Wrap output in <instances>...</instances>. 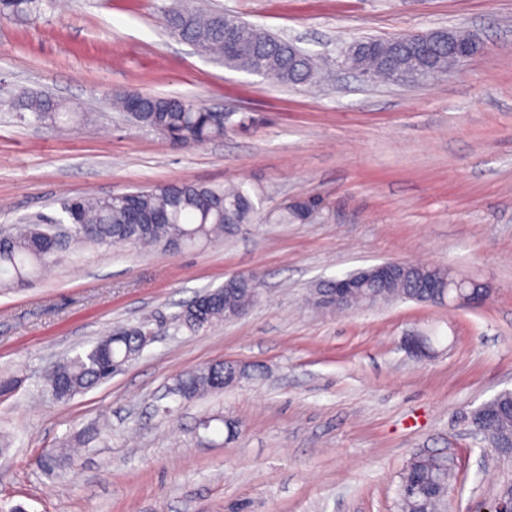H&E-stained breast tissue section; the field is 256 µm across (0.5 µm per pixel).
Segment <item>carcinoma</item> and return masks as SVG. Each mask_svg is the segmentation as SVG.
Wrapping results in <instances>:
<instances>
[{
  "mask_svg": "<svg viewBox=\"0 0 512 512\" xmlns=\"http://www.w3.org/2000/svg\"><path fill=\"white\" fill-rule=\"evenodd\" d=\"M35 0H4L0 11L17 15L33 9ZM163 19L175 36L201 48L208 57H218L224 66L252 72L260 70L286 85L317 82L319 63L298 50L292 42L268 30L216 10L204 9L188 0L183 6L166 10ZM448 58V43L429 41L414 46V36L392 40L367 38L347 47L343 61L347 67L365 71L372 81L395 82L399 74L417 68L438 75L437 66ZM138 109L123 95L112 98L114 108L127 114L138 126L172 137L181 147L191 148L222 138L245 127V119L235 113L216 112L200 101L180 96L147 92L137 98ZM12 107L37 124L70 123L88 120L86 112H72L65 103L50 96L19 92ZM263 192L250 191L242 183L213 188L190 183H161L114 196L71 199L64 204L66 221L77 231L61 245L55 224H21L0 238V285L21 286L42 267L59 263L72 245L92 243L107 246L134 245L181 249L199 242H212L232 233L236 225L256 213L254 199ZM362 287L353 289V307L372 308L397 300L438 305L448 299L449 285L457 280L445 266L410 263L404 275L387 283L367 280V271L345 274ZM222 301L200 312L195 301L183 305L176 316L178 326L198 332L224 316L244 312L260 299V283L254 275H237L222 285ZM146 331L131 329L128 335L110 332L87 351L52 367L45 377L49 388L62 387V402L96 387L112 377V366L126 365L144 348ZM253 369L247 365L216 362L185 370L177 375L169 394L182 399L189 394L200 397L224 390L249 379ZM487 437L496 445L512 437V411L486 425ZM457 464L438 450L414 453L400 477L399 512H444L448 486Z\"/></svg>",
  "mask_w": 512,
  "mask_h": 512,
  "instance_id": "carcinoma-1",
  "label": "carcinoma"
}]
</instances>
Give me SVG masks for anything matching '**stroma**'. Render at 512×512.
Returning a JSON list of instances; mask_svg holds the SVG:
<instances>
[{
	"mask_svg": "<svg viewBox=\"0 0 512 512\" xmlns=\"http://www.w3.org/2000/svg\"><path fill=\"white\" fill-rule=\"evenodd\" d=\"M316 57L307 92L199 56L163 21L176 0H39L0 16V230L62 217L75 197L156 183L263 189L249 222L219 242L172 251L87 245L0 288V512H399L400 473L421 448L458 460L448 512H490L512 458L481 442L473 410L512 390V0H207ZM446 28L480 53L422 83H375L335 66L341 48ZM90 107L74 126L34 124L17 88ZM193 97L257 116L191 149L130 123L118 89ZM308 202L300 219L287 206ZM385 260L447 266L487 283L477 307L398 301L331 314L326 280ZM258 273L241 319L193 333L184 302ZM152 338L102 385L69 403L45 375L107 332ZM436 336L434 357L402 349ZM256 368L189 403L168 391L213 361ZM211 418L210 430L199 423ZM98 441L60 461L85 430Z\"/></svg>",
	"mask_w": 512,
	"mask_h": 512,
	"instance_id": "stroma-1",
	"label": "stroma"
}]
</instances>
